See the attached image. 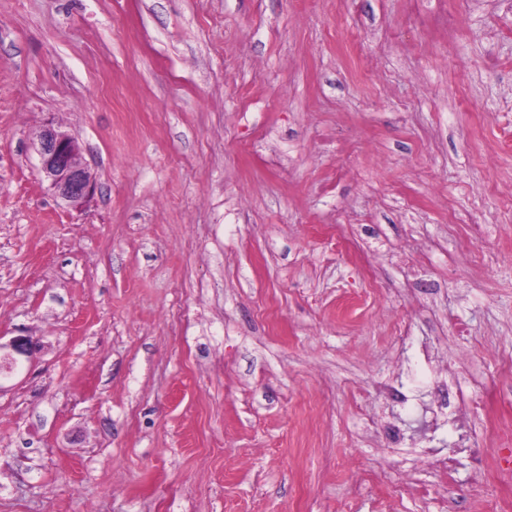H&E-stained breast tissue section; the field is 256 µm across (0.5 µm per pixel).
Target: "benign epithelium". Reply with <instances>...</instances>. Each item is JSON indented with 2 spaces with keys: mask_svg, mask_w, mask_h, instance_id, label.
Returning <instances> with one entry per match:
<instances>
[{
  "mask_svg": "<svg viewBox=\"0 0 512 512\" xmlns=\"http://www.w3.org/2000/svg\"><path fill=\"white\" fill-rule=\"evenodd\" d=\"M41 172L54 193L69 206L80 209L94 193L96 181L81 160V148L74 137L52 124L38 136ZM37 343L30 336H15L0 342V380L12 375L29 361Z\"/></svg>",
  "mask_w": 512,
  "mask_h": 512,
  "instance_id": "benign-epithelium-1",
  "label": "benign epithelium"
}]
</instances>
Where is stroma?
I'll list each match as a JSON object with an SVG mask.
<instances>
[{
  "instance_id": "1",
  "label": "stroma",
  "mask_w": 512,
  "mask_h": 512,
  "mask_svg": "<svg viewBox=\"0 0 512 512\" xmlns=\"http://www.w3.org/2000/svg\"><path fill=\"white\" fill-rule=\"evenodd\" d=\"M18 335L0 512H512V0H0ZM41 172L54 193L75 209H81L94 193L96 181L81 160L74 137L59 126L45 125L38 136Z\"/></svg>"
}]
</instances>
